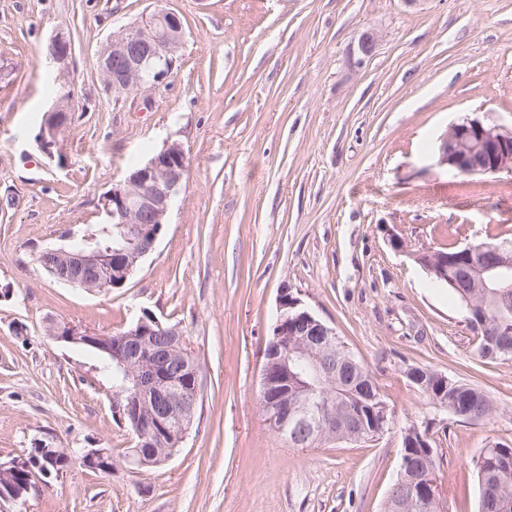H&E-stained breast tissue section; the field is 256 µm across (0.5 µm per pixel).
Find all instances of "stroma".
<instances>
[{"label":"stroma","instance_id":"35a3bbf8","mask_svg":"<svg viewBox=\"0 0 512 512\" xmlns=\"http://www.w3.org/2000/svg\"><path fill=\"white\" fill-rule=\"evenodd\" d=\"M157 8L183 24L174 74L115 93L98 53ZM60 28L75 112L49 157L36 136ZM467 117L512 127V0H0V461L41 445L112 451L108 474H35L11 512H383L411 427L434 440L447 512H477V455L512 445V364L475 359L465 307L415 260L512 235V173L437 163ZM173 141L187 173L124 287L51 277L39 252L99 232L102 195ZM285 286L378 382L393 415L378 439L301 449L269 427L263 351ZM147 313L185 330L203 378L190 433L150 468L125 457L135 438L111 370L46 332L53 320L107 335ZM411 367L481 386L503 416L451 417Z\"/></svg>","mask_w":512,"mask_h":512}]
</instances>
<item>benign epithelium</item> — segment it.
<instances>
[{
	"instance_id": "1",
	"label": "benign epithelium",
	"mask_w": 512,
	"mask_h": 512,
	"mask_svg": "<svg viewBox=\"0 0 512 512\" xmlns=\"http://www.w3.org/2000/svg\"><path fill=\"white\" fill-rule=\"evenodd\" d=\"M184 30L180 18L170 11H158L142 22L112 34L97 59L107 84L123 93L149 91L173 74L182 46ZM378 34L365 30L358 42L364 57L373 54ZM49 58L59 67V79L69 76L72 45L68 35L58 30L47 47ZM75 111L71 91H64L48 111L38 134L41 150L49 157L59 149L58 136ZM438 164L452 172L497 174L512 172V129L467 118L451 125L440 139ZM187 171V154L178 142L164 145L112 187L102 197L103 210L113 223L110 239L97 236L83 239L77 247L48 248L39 261L50 275L65 284L89 291H110L124 286L138 263L153 248L165 224L170 203L181 188ZM458 270L479 278L482 288L512 289V243L474 250L466 247ZM427 273L448 280V252L435 250L417 256ZM280 314L273 327V341L264 351L261 371L260 404L270 428L296 443H315L321 439L359 442L364 439L362 412H347L338 422L327 419L320 389L296 372L298 364L313 361L318 373L330 379L329 361L341 354L346 363L355 361L336 343V330L281 289ZM48 333L66 343L82 344L106 352L124 373V384L116 394L115 407L131 419L136 437L135 455L130 462L144 464L143 452H151L164 436L184 441L197 414L200 368L183 330L167 326L146 315L123 334L120 343L77 326L51 323ZM159 336L171 337L162 345ZM420 455L435 453L427 438L414 428L404 444ZM55 453L43 448L38 454L0 462V476L35 470L48 472ZM81 465L97 471L112 470L111 452L91 448L79 458ZM409 501L420 508L428 502L445 508L437 474L417 469L409 483ZM26 486L9 489L0 495V512L24 498Z\"/></svg>"
}]
</instances>
